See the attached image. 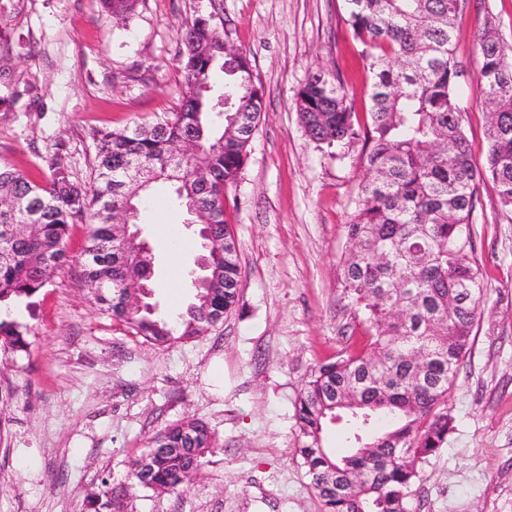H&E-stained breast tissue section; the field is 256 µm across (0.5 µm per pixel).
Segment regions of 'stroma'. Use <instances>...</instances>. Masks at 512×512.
<instances>
[{
  "label": "stroma",
  "instance_id": "stroma-1",
  "mask_svg": "<svg viewBox=\"0 0 512 512\" xmlns=\"http://www.w3.org/2000/svg\"><path fill=\"white\" fill-rule=\"evenodd\" d=\"M344 0H139L122 21L99 0H0V163L37 180L57 150L88 181L94 130L173 111L180 38L195 16L228 31L263 90L262 115L226 217L240 245L239 303L202 336L155 345L100 310L78 266L31 297L0 305L27 331V352L0 347V512H91L102 484L120 492L128 463L157 431L193 417L219 451L183 491H139L131 512H323L299 446L295 403L312 368L359 330L337 263L363 176L361 148L339 160L296 111L317 70L340 76L358 112L370 80ZM493 15L512 44V0H460L457 96L476 166L486 118L476 99L475 34ZM170 184L146 201L142 236L160 314L185 310L202 271L199 240ZM470 258L487 301L448 406L455 429L421 465L411 512H512V210L478 183Z\"/></svg>",
  "mask_w": 512,
  "mask_h": 512
}]
</instances>
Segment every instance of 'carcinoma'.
Listing matches in <instances>:
<instances>
[{"label": "carcinoma", "mask_w": 512, "mask_h": 512, "mask_svg": "<svg viewBox=\"0 0 512 512\" xmlns=\"http://www.w3.org/2000/svg\"><path fill=\"white\" fill-rule=\"evenodd\" d=\"M138 0H101L108 13L129 19ZM459 0H346L345 22L362 46L371 74L370 110L360 122L339 79L313 73L297 94L296 109L316 143L345 155L363 143L365 175L347 224L348 249L339 262L340 285L363 327L362 344L319 363L298 397L297 455L323 512H410L418 468L453 430L448 392L469 350L483 296V274L468 256L477 182L490 179L500 204L512 209V44L487 15L476 36L477 99L487 111V165L473 164L465 112L456 91L454 20ZM229 39L198 16L183 33V86L177 108L149 124L93 133V179L75 177L68 154L57 152L44 182L0 164V303L37 293L48 270L69 262L70 226L86 224L81 255L84 282L111 318L154 344L204 333L203 319L227 314L239 302V244L225 220L224 197L238 182L262 112V91L242 51L228 57ZM223 91L210 95L215 70ZM239 112L253 129L230 128ZM193 140L179 173L173 151ZM147 180H123L131 163ZM173 183L178 204L200 205L198 224H210L225 252L210 255L209 282L195 288V310L176 319L127 313L118 288L142 274L137 252L112 253V198L130 197L136 223L151 185ZM0 343L25 351V330L0 322ZM343 417L351 444L337 457L326 446L331 417ZM218 449L209 426L184 418L153 434L130 462L129 489L174 493L189 463L200 467ZM93 507L126 512L112 490Z\"/></svg>", "instance_id": "cac0c4a2"}]
</instances>
